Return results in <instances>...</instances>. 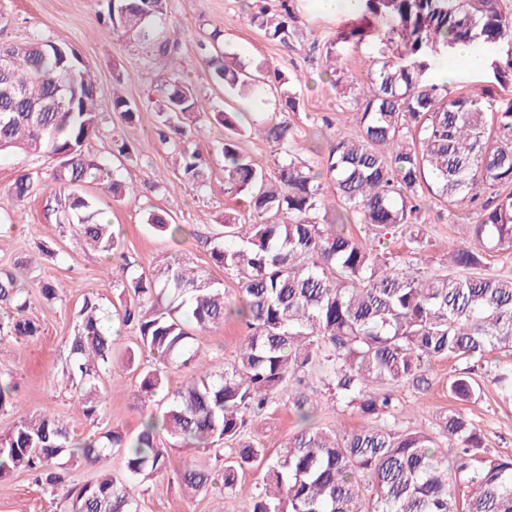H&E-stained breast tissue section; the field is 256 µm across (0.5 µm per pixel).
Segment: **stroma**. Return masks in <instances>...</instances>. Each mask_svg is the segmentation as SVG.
<instances>
[{"instance_id":"35a3bbf8","label":"stroma","mask_w":512,"mask_h":512,"mask_svg":"<svg viewBox=\"0 0 512 512\" xmlns=\"http://www.w3.org/2000/svg\"><path fill=\"white\" fill-rule=\"evenodd\" d=\"M280 0H168L166 25L178 44L172 54L139 44L122 32L97 20L90 0H0V13L9 24L0 29V42L16 41L36 35L60 41L72 47L91 69L98 86V110L102 116L97 131L86 140L87 155L110 160L117 175L134 183L136 199L117 202L95 183L86 184L84 192L92 196L106 213L124 240L127 266L104 275V256L86 248L73 237L68 226L47 223L44 209L57 189L53 180L54 161L37 160L21 153L0 155V270L18 273L28 283L29 318L40 332L32 338L0 346V378L16 385L14 407L0 410V433L9 430L22 416L50 408L72 436L83 439L92 434L119 430L135 433L141 426L138 408V381L141 363H126L128 352L136 350V332L118 327L114 336L115 360L100 380V406L97 419L86 418L77 406L74 389L63 384L70 359V341L78 329L79 310L90 299L104 310L117 302L123 282L149 273L156 264L166 261L209 269L210 275L224 285L227 299L238 297L236 279L212 266L209 241L220 233L225 212L237 211L240 221H248L249 212L236 195L224 190V168L220 147L224 128L212 120L196 123L194 142L209 161L205 186L183 185L179 156L165 144L152 111L161 89L182 60L198 56L199 41L212 31H220V45L237 59L281 69L297 77L296 111H289L280 98L267 95L256 102L247 97L225 95L204 70L192 71L191 80L199 97L216 106L230 105L247 112L250 132L239 137L240 150L265 169H273L272 143L258 136L257 127L268 118H287L294 124L300 140L325 147L336 129L354 125L355 112L342 104L335 90L322 74L320 51L326 43L357 17L353 14H327L316 0H290L293 34L288 45L269 40L263 31L250 25L249 13L266 9L280 12ZM385 46L371 37L343 48L348 79L363 81L375 68ZM122 93L142 110L139 122L127 124L112 110L113 93ZM125 140L129 157H114L112 144ZM317 152H304L305 163L319 161ZM21 174L29 175L36 191L28 200L16 202L9 186ZM164 210L170 222L182 224L186 232L178 240L155 232L147 218L152 211ZM478 220L476 208L455 212L452 221L438 220L435 207H428L419 221L424 247L420 270L439 267L459 237L460 227ZM48 245L50 255L39 254L40 245ZM52 282L59 297L46 301L40 294L41 282ZM245 325L225 322L203 336V353L220 362L231 361L237 352ZM512 368V357L488 356L478 373L484 393L475 402L460 406L448 395V377L456 362L440 360L431 371V386L422 393L408 387L396 389L398 400L396 423L401 427L435 430L438 419L448 410L459 407L484 435V451L494 457L512 456V397L502 398L493 379L498 369ZM308 393L318 409L316 422L332 427L343 423L354 428L362 419L356 409L328 401L318 376L308 380ZM299 429L292 410L274 404L264 414L250 421L245 438L276 453ZM198 448H175L170 464L162 476L150 483L139 501V512H245L251 490L260 482L264 470L254 466L241 477V489L233 496L220 488L196 494L185 493L178 479L189 462L201 457ZM57 502L49 491L37 485L28 472H16L0 482V512H56Z\"/></svg>"}]
</instances>
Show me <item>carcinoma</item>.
<instances>
[{
    "label": "carcinoma",
    "instance_id": "cac0c4a2",
    "mask_svg": "<svg viewBox=\"0 0 512 512\" xmlns=\"http://www.w3.org/2000/svg\"><path fill=\"white\" fill-rule=\"evenodd\" d=\"M96 6L113 29L163 54L176 50L165 24L167 0H96ZM359 15L369 26L343 30L321 54L330 85L355 110V125L336 131L317 164L300 160L295 128L280 118L261 129L276 147L274 168L258 166L236 143L242 113L199 98L187 68L171 73L153 112L177 135L183 183L201 184L203 163L193 133L177 122L212 119L225 130L224 190L242 196L252 214L248 224L224 216V242L210 250L212 263L239 280L240 302L227 300L221 283L191 267L168 264L124 284L115 314L157 362L139 378L141 429L76 442L48 410L24 417L0 435L1 481L23 468L58 487L62 462H83L98 473L66 489L65 512H138L137 488L167 470L170 449L231 443L224 493L237 494L245 469L265 462L247 512H512V457L485 455L480 430L463 412L443 415L438 436L383 423L397 413L391 389H425L433 362L464 365L448 377V394L470 402L483 394L471 363L512 354V274L481 273L484 255L468 245L471 238L512 255V99L443 94L424 79L431 62L453 56L460 43L512 40V13L500 0H360ZM290 18L287 10L277 17L262 10L249 23L286 44ZM380 20L391 22L383 32L374 26ZM373 36L396 44L398 56L380 61L361 87L345 79L339 46ZM219 37L210 34L209 53L199 61L213 83L229 95L275 93L296 110L297 78L227 60ZM61 47L35 37L0 43V59L9 62L0 69V152L57 160L58 193L46 203V222L72 226L79 241L122 267L119 236L81 187L100 183L118 201L135 191L115 178L109 162L85 156L84 143L100 122L97 85L75 50ZM485 68L500 86L512 84V60ZM112 109L129 125L140 111L117 94ZM9 191L22 201L35 187L22 174ZM429 197L443 207L441 219L478 201L481 212L478 223L466 225L450 263L422 276L407 267L422 249L421 231L412 227ZM148 223L172 240L184 230L160 212L149 214ZM352 224L374 231L378 242L354 234ZM400 229L409 232V250L392 264L379 244ZM27 295L17 274L0 271V307L12 310L0 321V343L39 333L25 316ZM232 318L248 334L231 364L210 368L200 339ZM71 355L67 383L83 393L82 413L92 417L114 351L102 312L89 299ZM174 363L197 374L170 390L165 368ZM313 373L331 401L358 410L365 423L350 430L308 425L273 456L243 440L247 422L277 401L308 421L313 402L304 378ZM370 381L386 390H368ZM160 391L163 403L155 400ZM110 456L121 457L124 479L100 465ZM180 481L195 492L213 485L211 470L195 463Z\"/></svg>",
    "mask_w": 512,
    "mask_h": 512
}]
</instances>
